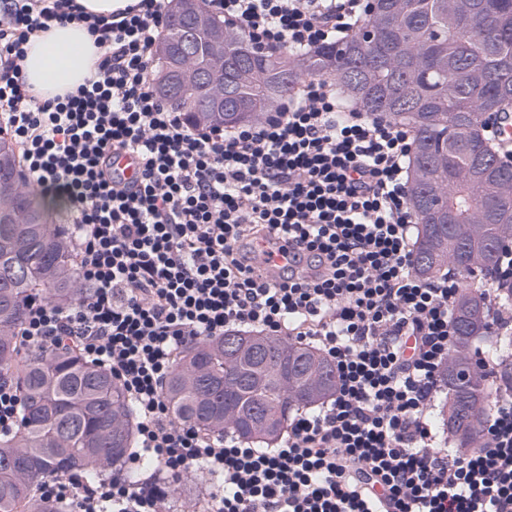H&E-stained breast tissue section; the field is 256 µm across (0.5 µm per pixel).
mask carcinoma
Here are the masks:
<instances>
[{
  "mask_svg": "<svg viewBox=\"0 0 512 512\" xmlns=\"http://www.w3.org/2000/svg\"><path fill=\"white\" fill-rule=\"evenodd\" d=\"M378 0L366 22L372 46L358 34L339 45L298 58L287 52L259 54L242 33L224 27V68L216 79L229 88L226 126L248 123L275 106L301 76H333L345 99L361 111L385 115L410 128L409 204L418 226L416 257L428 258L418 273L448 272L458 255L448 240V218L471 242L470 279L460 290L453 322L468 318L470 303L486 306L474 289L475 273L494 269L499 254L485 259L487 240L512 236V168L488 156L484 115L512 103V0ZM465 14L475 21L462 26ZM184 20L168 18L154 87L194 126L214 124L206 85L195 74L207 55L206 35L193 33V53L177 49ZM20 158L0 137V371L14 373L21 394L19 428L0 436V512H69L67 503L42 502L33 487L44 477L80 473L98 480L121 471L136 443V414L112 372L68 348L18 356L14 330L34 293L70 306L78 286L68 242L47 222L45 206L17 180ZM485 323L474 322L451 342L443 386V425L457 447L470 448L489 397L482 370L471 356ZM335 375L312 347L279 339L266 355L224 361V337L189 345L164 386L180 420L205 431L228 427L240 438L270 445L290 414L316 404L312 393Z\"/></svg>",
  "mask_w": 512,
  "mask_h": 512,
  "instance_id": "cac0c4a2",
  "label": "carcinoma"
}]
</instances>
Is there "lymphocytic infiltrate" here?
Here are the masks:
<instances>
[{
	"instance_id": "1",
	"label": "lymphocytic infiltrate",
	"mask_w": 512,
	"mask_h": 512,
	"mask_svg": "<svg viewBox=\"0 0 512 512\" xmlns=\"http://www.w3.org/2000/svg\"><path fill=\"white\" fill-rule=\"evenodd\" d=\"M169 0L104 17L77 0H13L0 14V132L21 151L27 188L68 202L75 306L27 303L22 357L66 347L110 369L138 413L136 469L223 480L207 512H512V395L492 398L472 452L441 447L431 407L453 339L454 279L414 269L410 130L348 106L333 80L299 83L260 121L200 129L156 95ZM255 47L303 54L367 16L363 0H208ZM85 23L101 57L75 92L43 100L20 68L30 36ZM134 155L136 180L115 173ZM294 245L282 273L251 271L248 244ZM512 240L483 294L512 335ZM232 329L318 346L336 389L296 414L277 447L242 446L178 420L164 382L183 350ZM78 512H170L166 482L123 475L36 486Z\"/></svg>"
}]
</instances>
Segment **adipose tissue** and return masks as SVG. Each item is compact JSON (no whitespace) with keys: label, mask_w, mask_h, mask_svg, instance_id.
Segmentation results:
<instances>
[{"label":"adipose tissue","mask_w":512,"mask_h":512,"mask_svg":"<svg viewBox=\"0 0 512 512\" xmlns=\"http://www.w3.org/2000/svg\"><path fill=\"white\" fill-rule=\"evenodd\" d=\"M97 62L93 37L84 24L72 21L32 37L21 68L27 83L50 99L76 91Z\"/></svg>","instance_id":"1"}]
</instances>
